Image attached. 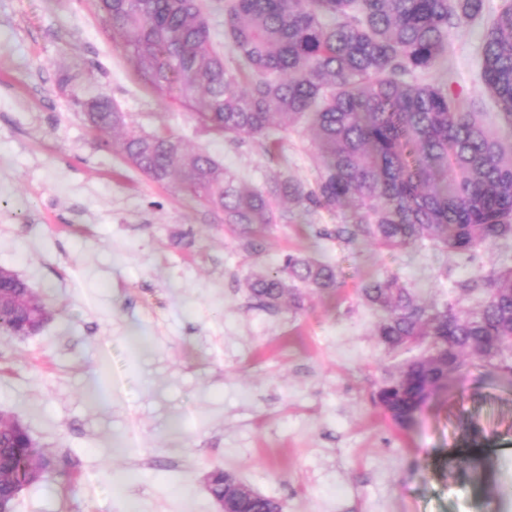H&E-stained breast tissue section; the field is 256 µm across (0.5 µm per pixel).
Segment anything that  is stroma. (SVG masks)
<instances>
[{"instance_id":"1","label":"stroma","mask_w":512,"mask_h":512,"mask_svg":"<svg viewBox=\"0 0 512 512\" xmlns=\"http://www.w3.org/2000/svg\"><path fill=\"white\" fill-rule=\"evenodd\" d=\"M108 28L94 0H0V268L53 313L38 335L0 332V412L62 463L15 512H216L215 468L283 512H512V378L470 369L394 425L371 396L401 358L360 297L393 275L424 301L456 299L458 281L512 268V239L471 258L347 244L326 235L344 213L321 210L244 250L239 230L90 129L62 75L92 76L131 127L168 130L259 189L312 180L309 130L272 156L263 139L207 134L147 89ZM484 34L451 28L443 66L494 123ZM288 253L336 264L340 288L297 312L260 304L247 277Z\"/></svg>"}]
</instances>
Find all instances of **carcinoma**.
I'll use <instances>...</instances> for the list:
<instances>
[{"label":"carcinoma","instance_id":"cac0c4a2","mask_svg":"<svg viewBox=\"0 0 512 512\" xmlns=\"http://www.w3.org/2000/svg\"><path fill=\"white\" fill-rule=\"evenodd\" d=\"M109 36L151 92L174 99L219 137L273 135L306 120L317 150L313 181L283 177L249 186L207 153L168 131L128 127L125 113L89 82L66 76L72 104L97 132L120 133L128 162L179 191L224 223L256 235L287 219L347 210L327 236L397 249L431 244L471 255L512 237V0L486 27L481 81L495 98L507 136L485 126L452 81H407L448 55V29L484 17V0H224V47L213 44L202 0H96ZM269 308L304 307L308 292L340 286L327 261L288 254L248 279ZM480 299L425 303L392 276L374 277L361 297L378 316L375 334L391 351L419 350L383 379L373 396L397 426H409L465 365L512 375V269L479 272L457 285ZM50 312L28 284L0 269V331L35 336ZM57 471L19 422L0 428V501ZM224 499V470L207 478ZM236 512H280L250 495Z\"/></svg>","mask_w":512,"mask_h":512}]
</instances>
